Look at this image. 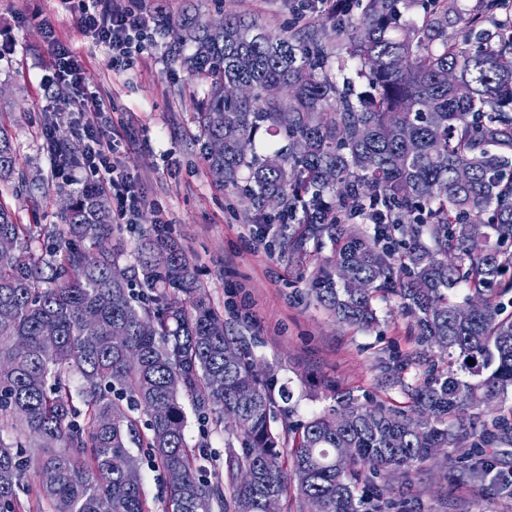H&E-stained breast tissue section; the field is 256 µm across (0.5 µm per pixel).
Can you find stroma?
I'll return each mask as SVG.
<instances>
[{
    "label": "stroma",
    "mask_w": 512,
    "mask_h": 512,
    "mask_svg": "<svg viewBox=\"0 0 512 512\" xmlns=\"http://www.w3.org/2000/svg\"><path fill=\"white\" fill-rule=\"evenodd\" d=\"M163 19L177 29L187 3L206 18L242 14L279 35L316 26L323 41L343 36L329 19V0H163ZM54 27L82 61L79 84L54 79V56L45 29ZM169 34L152 33L131 69L111 67V50L79 26L60 0H0V124L12 135L27 186L0 195L21 223L39 213L32 249L50 253L63 227L61 207L77 194L86 173L52 174L42 131L76 147L80 120L67 104L79 93H97L110 104V129L120 145L115 165L139 197L123 225V263L134 264L143 231L164 226L168 238L188 253L197 279L234 336L246 341L263 375L289 386V420H305L333 405L334 391L379 402L403 401L405 386L423 376L398 360L418 352L407 317L396 302L378 305L379 326L357 330L339 323L311 295L314 257H297L279 244L291 225L262 215L243 186H215L201 152L197 103L207 86L191 77L168 52ZM189 442L204 441L212 463L206 477H224L229 435L211 419L189 415ZM496 468L483 479L463 478L467 451L441 449L407 479H393L397 496L411 512H512V445L500 444Z\"/></svg>",
    "instance_id": "stroma-1"
}]
</instances>
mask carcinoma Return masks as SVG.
I'll use <instances>...</instances> for the list:
<instances>
[{
	"label": "carcinoma",
	"mask_w": 512,
	"mask_h": 512,
	"mask_svg": "<svg viewBox=\"0 0 512 512\" xmlns=\"http://www.w3.org/2000/svg\"><path fill=\"white\" fill-rule=\"evenodd\" d=\"M416 2L336 0L331 16L346 35L336 50L311 26L276 37L227 14L214 28L191 4L172 54L209 80L199 115L213 181L235 185L245 171L257 210L301 214L292 253L330 243L312 277L317 304L368 329L377 302L395 298L411 335L448 356L447 369L428 370L403 406L338 393L333 408L288 425L284 442L252 352L228 335L187 253L161 228L145 234L136 264L122 263L109 197L86 188L44 261L0 204V239L12 244L0 250V512H21L30 470L42 512L62 502L99 512L103 499L111 512H149L134 448L162 472L165 512H267L290 488L322 512H391L392 487L375 478L407 475L435 448L473 449L470 480L492 470L487 449L512 436V417L485 418L512 390V23L483 28L505 0H481L465 17L458 0H423V16L408 21ZM334 67L368 89L354 93L347 76L338 85ZM236 83L251 96H224ZM261 129L288 146L243 151ZM214 140L224 153L210 151ZM9 183L26 178L0 125V185ZM374 215L373 233L351 228ZM473 299L482 305L458 320ZM186 400L239 439L222 484L202 479L207 444L187 441ZM341 448L355 449L353 460L339 462Z\"/></svg>",
	"instance_id": "carcinoma-1"
}]
</instances>
